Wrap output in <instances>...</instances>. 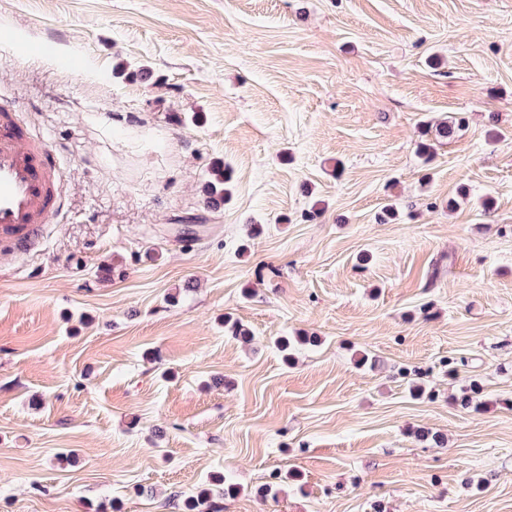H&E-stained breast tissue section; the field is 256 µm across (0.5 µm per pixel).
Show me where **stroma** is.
<instances>
[{"instance_id":"stroma-1","label":"stroma","mask_w":512,"mask_h":512,"mask_svg":"<svg viewBox=\"0 0 512 512\" xmlns=\"http://www.w3.org/2000/svg\"><path fill=\"white\" fill-rule=\"evenodd\" d=\"M1 28L67 205L0 249V512H184L217 474L221 512H512V0H0ZM228 179L224 176V169L217 166L212 170V178L204 186V200L208 204L220 201L224 204L229 196L230 190L227 187Z\"/></svg>"}]
</instances>
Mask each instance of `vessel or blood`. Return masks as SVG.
<instances>
[{"instance_id":"vessel-or-blood-1","label":"vessel or blood","mask_w":512,"mask_h":512,"mask_svg":"<svg viewBox=\"0 0 512 512\" xmlns=\"http://www.w3.org/2000/svg\"><path fill=\"white\" fill-rule=\"evenodd\" d=\"M63 172L46 139L31 135L0 105V240L27 250L42 225L57 221Z\"/></svg>"}]
</instances>
